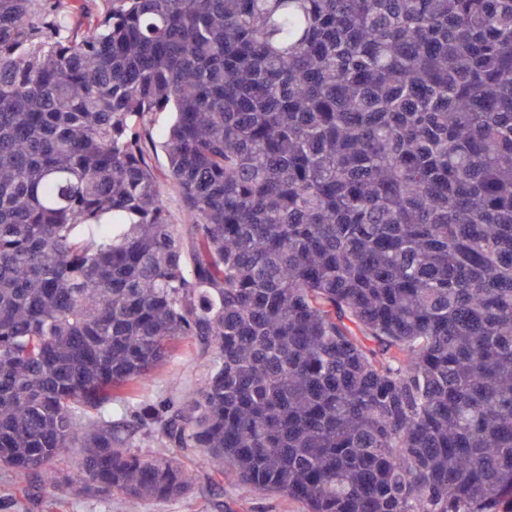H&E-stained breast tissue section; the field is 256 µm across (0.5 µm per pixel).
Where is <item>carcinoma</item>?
<instances>
[{
	"label": "carcinoma",
	"mask_w": 512,
	"mask_h": 512,
	"mask_svg": "<svg viewBox=\"0 0 512 512\" xmlns=\"http://www.w3.org/2000/svg\"><path fill=\"white\" fill-rule=\"evenodd\" d=\"M185 339L194 392L132 403ZM226 469L512 512V0H0V470Z\"/></svg>",
	"instance_id": "obj_1"
}]
</instances>
